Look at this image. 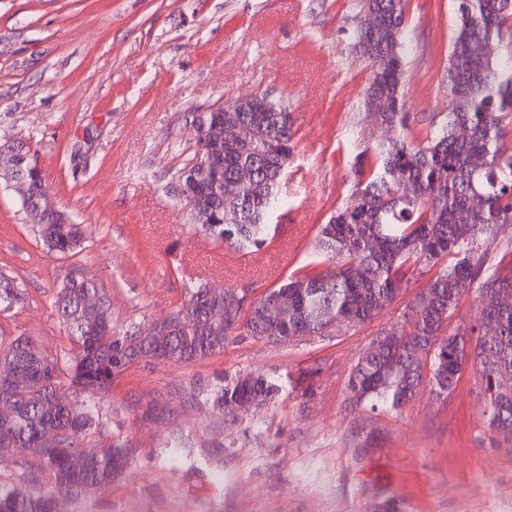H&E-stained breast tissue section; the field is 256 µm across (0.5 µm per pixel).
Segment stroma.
Returning <instances> with one entry per match:
<instances>
[{
	"label": "stroma",
	"instance_id": "obj_1",
	"mask_svg": "<svg viewBox=\"0 0 512 512\" xmlns=\"http://www.w3.org/2000/svg\"><path fill=\"white\" fill-rule=\"evenodd\" d=\"M356 13L355 0H0V144L28 143L51 201L87 235L78 254L48 252L0 179V271L27 292L0 313V341L71 351L51 297L72 277L105 289L121 333L180 307L190 280L256 297L310 270L319 225L378 136ZM455 30V0H409L411 123L448 109ZM249 93L285 104L296 135L276 236L242 255L195 233L172 186L194 150L193 113ZM428 280L414 276L362 326L290 343L240 334L206 359L115 373L84 446L125 445L129 464L108 489L63 497L67 512H370L387 497L403 512H512V442L488 431L470 372L450 397L424 389L399 412L348 403L358 357ZM257 372L282 386L259 411L234 418L206 400L222 378ZM41 468L14 449L0 485L30 492Z\"/></svg>",
	"mask_w": 512,
	"mask_h": 512
}]
</instances>
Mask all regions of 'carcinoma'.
I'll return each mask as SVG.
<instances>
[{"instance_id":"cac0c4a2","label":"carcinoma","mask_w":512,"mask_h":512,"mask_svg":"<svg viewBox=\"0 0 512 512\" xmlns=\"http://www.w3.org/2000/svg\"><path fill=\"white\" fill-rule=\"evenodd\" d=\"M456 3L448 112L418 134L405 112L407 0H357L358 13L372 20L353 32L372 69L364 105L384 104L369 116L387 134L357 154L349 199L318 229L314 256L321 266L334 265L333 274H296L252 301L239 294L235 305L224 302L231 291L192 283L185 303L169 314L179 330L160 350L132 329L113 335L108 294L93 280L71 278L52 301L74 344L65 360L46 356L26 336L0 348V454L31 449L53 483L48 492L27 495L0 486V512H53L58 495L112 485L128 463V449L87 452L81 446L99 426L94 403L112 387V374L143 358L170 356L177 364L208 358L241 330L290 341L336 323L366 324L423 269L435 274L406 305L398 333L389 338L380 329L355 364L350 401L399 412L423 387L437 398L453 393L467 367L485 397L488 430L512 439V264L489 259L493 244L512 253V239L497 240L499 227L512 224V0ZM489 43L506 48L507 58L487 56ZM217 120L244 135L212 141L207 131ZM191 125L195 150L175 182L185 185L193 226L237 252L260 250L276 231L270 218L287 205L279 185L293 155L291 112L262 94L225 112L218 105L197 112ZM244 168L251 171L247 182L240 179ZM0 174L27 181L32 203L46 194L41 169L20 143L0 145ZM407 184L415 191L410 198L400 195ZM35 226L51 251L75 253L82 245L80 225L56 213L43 214ZM461 280L477 284L489 300L492 330L477 324L448 332ZM96 296L99 305L88 304ZM25 299L22 285L1 272L0 312ZM62 386L71 391L67 404L55 398ZM280 391L266 374L239 375L217 387L214 402L259 407Z\"/></svg>"}]
</instances>
